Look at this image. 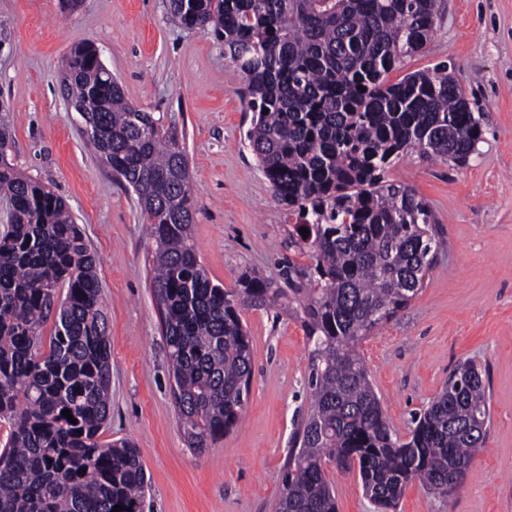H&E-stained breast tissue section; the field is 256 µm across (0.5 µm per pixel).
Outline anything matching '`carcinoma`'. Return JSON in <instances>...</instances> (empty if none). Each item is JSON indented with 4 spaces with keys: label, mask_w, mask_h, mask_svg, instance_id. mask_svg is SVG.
I'll return each instance as SVG.
<instances>
[{
    "label": "carcinoma",
    "mask_w": 512,
    "mask_h": 512,
    "mask_svg": "<svg viewBox=\"0 0 512 512\" xmlns=\"http://www.w3.org/2000/svg\"><path fill=\"white\" fill-rule=\"evenodd\" d=\"M170 8L184 29L211 27L224 42L253 112L246 139L292 220L291 244L311 259L288 264L286 289L251 275L231 290L213 283L194 243L184 147L124 97L92 45L71 48L62 91L88 114L83 135L137 195L156 243L152 287L187 446L204 451L244 409L252 349L243 310L292 309L313 345L312 402L276 512H336L332 466L358 472L377 512L396 508L416 481L449 495L490 430L482 371L461 363L403 437L359 351L418 294L442 246L429 204L389 171L409 150L464 162L482 135L446 66L386 81L427 43L438 0H170ZM0 196L10 205L0 234V421L9 428L0 512H142L139 449L99 441L112 406V350L96 257L65 202L2 156Z\"/></svg>",
    "instance_id": "obj_1"
}]
</instances>
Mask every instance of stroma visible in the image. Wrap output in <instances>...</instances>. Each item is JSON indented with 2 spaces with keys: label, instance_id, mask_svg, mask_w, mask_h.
Masks as SVG:
<instances>
[{
  "label": "stroma",
  "instance_id": "1",
  "mask_svg": "<svg viewBox=\"0 0 512 512\" xmlns=\"http://www.w3.org/2000/svg\"><path fill=\"white\" fill-rule=\"evenodd\" d=\"M92 44L126 98L185 148L196 200L193 236L213 282L242 274L284 287L309 265L246 140L253 115L242 76L212 30H184L169 0H0V109L9 161L67 202L99 259L112 347L111 419L101 439L139 448L143 512H275L292 438L305 417L311 346L300 322L272 309L242 314L252 381L235 428L204 452L187 448L151 284L155 243L136 194L87 145L59 92L66 55ZM443 64L482 136L467 161L404 156L388 173L430 205L443 245L422 290L360 352L388 420L412 428L464 361L482 369L492 422L449 497L413 483L396 512H512V0H441L433 34L389 75ZM337 512H376L357 473L333 472Z\"/></svg>",
  "mask_w": 512,
  "mask_h": 512
}]
</instances>
